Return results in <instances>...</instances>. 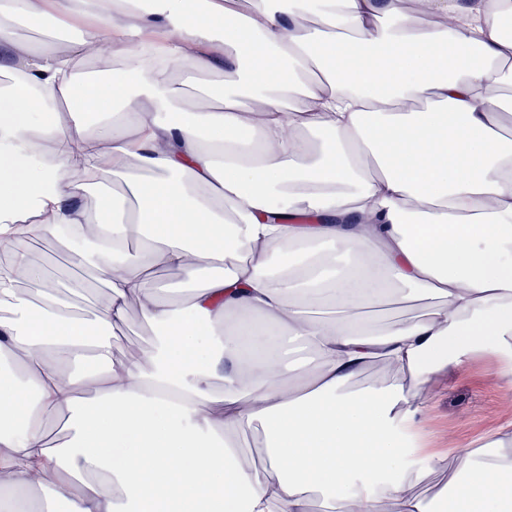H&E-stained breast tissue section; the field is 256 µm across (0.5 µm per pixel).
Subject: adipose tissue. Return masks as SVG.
Masks as SVG:
<instances>
[{
  "mask_svg": "<svg viewBox=\"0 0 512 512\" xmlns=\"http://www.w3.org/2000/svg\"><path fill=\"white\" fill-rule=\"evenodd\" d=\"M401 3L0 0V512H439L448 468L453 512H512V421L416 435L476 356L512 396V0ZM51 16L64 48L19 39ZM133 301L161 333L121 356Z\"/></svg>",
  "mask_w": 512,
  "mask_h": 512,
  "instance_id": "1",
  "label": "adipose tissue"
}]
</instances>
